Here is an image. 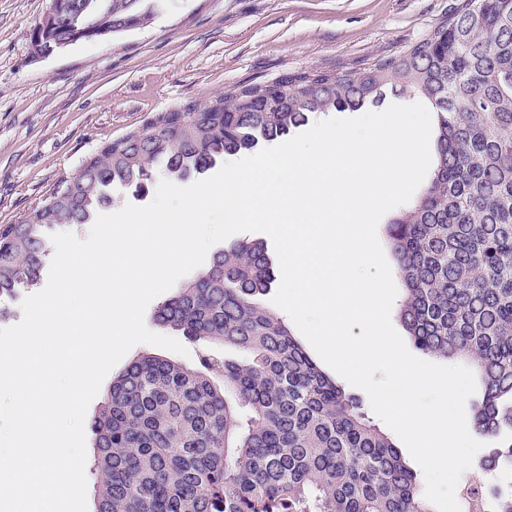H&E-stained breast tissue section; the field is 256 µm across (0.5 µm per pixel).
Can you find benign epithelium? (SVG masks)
I'll return each instance as SVG.
<instances>
[{
	"label": "benign epithelium",
	"instance_id": "benign-epithelium-1",
	"mask_svg": "<svg viewBox=\"0 0 512 512\" xmlns=\"http://www.w3.org/2000/svg\"><path fill=\"white\" fill-rule=\"evenodd\" d=\"M56 26L62 30L74 29L77 34L57 40L48 38L45 31ZM130 29L132 24L129 22L114 25L99 17L78 13L72 0H48L45 16L35 28L31 49L38 56L46 55L77 43L85 34L104 40Z\"/></svg>",
	"mask_w": 512,
	"mask_h": 512
}]
</instances>
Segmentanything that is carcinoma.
Segmentation results:
<instances>
[{
  "mask_svg": "<svg viewBox=\"0 0 512 512\" xmlns=\"http://www.w3.org/2000/svg\"><path fill=\"white\" fill-rule=\"evenodd\" d=\"M138 24L142 0H84ZM239 84L155 115L0 226V320L34 286L57 226L86 224L112 188L140 191L158 164L182 180L271 142L316 112L354 110L398 86L436 114L437 163L385 226L417 349L474 372L480 463L512 458V0H462L423 41L373 67ZM265 248L241 240L176 288L156 321L205 347L196 367L143 355L112 383L92 427L96 512H428L393 439L326 374L262 297Z\"/></svg>",
  "mask_w": 512,
  "mask_h": 512,
  "instance_id": "obj_1",
  "label": "carcinoma"
}]
</instances>
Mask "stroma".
Segmentation results:
<instances>
[{
	"label": "stroma",
	"mask_w": 512,
	"mask_h": 512,
	"mask_svg": "<svg viewBox=\"0 0 512 512\" xmlns=\"http://www.w3.org/2000/svg\"><path fill=\"white\" fill-rule=\"evenodd\" d=\"M460 2L152 0L143 26L37 57L31 35L47 0H0V225L21 223L60 179L157 113L286 73L368 67L422 41ZM184 346H134L102 390L148 353L196 366L201 343Z\"/></svg>",
	"instance_id": "obj_1"
}]
</instances>
